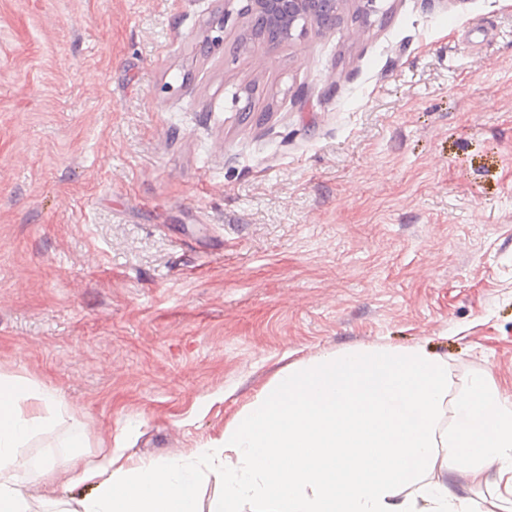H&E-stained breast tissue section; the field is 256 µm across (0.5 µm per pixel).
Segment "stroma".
<instances>
[{"label": "stroma", "mask_w": 512, "mask_h": 512, "mask_svg": "<svg viewBox=\"0 0 512 512\" xmlns=\"http://www.w3.org/2000/svg\"><path fill=\"white\" fill-rule=\"evenodd\" d=\"M380 6L257 53L224 0H0V375L62 401L26 458L74 417L189 455L337 348L512 382V0Z\"/></svg>", "instance_id": "obj_1"}]
</instances>
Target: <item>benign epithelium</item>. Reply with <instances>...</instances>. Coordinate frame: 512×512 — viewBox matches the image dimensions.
Instances as JSON below:
<instances>
[{
    "label": "benign epithelium",
    "mask_w": 512,
    "mask_h": 512,
    "mask_svg": "<svg viewBox=\"0 0 512 512\" xmlns=\"http://www.w3.org/2000/svg\"><path fill=\"white\" fill-rule=\"evenodd\" d=\"M344 0H246L238 15L248 18L249 33L239 47L270 46L303 37L312 30L319 35L336 30L338 6Z\"/></svg>",
    "instance_id": "obj_1"
}]
</instances>
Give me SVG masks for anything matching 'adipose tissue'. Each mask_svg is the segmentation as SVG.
Masks as SVG:
<instances>
[{
  "instance_id": "obj_1",
  "label": "adipose tissue",
  "mask_w": 512,
  "mask_h": 512,
  "mask_svg": "<svg viewBox=\"0 0 512 512\" xmlns=\"http://www.w3.org/2000/svg\"><path fill=\"white\" fill-rule=\"evenodd\" d=\"M55 391L0 376V512H34L32 485L65 464L86 492L63 512H512V385L460 380L425 347H347L288 365L224 428L166 459L81 452L31 463L25 442L54 420ZM487 504L448 488L465 472ZM221 489L201 502L200 485Z\"/></svg>"
}]
</instances>
